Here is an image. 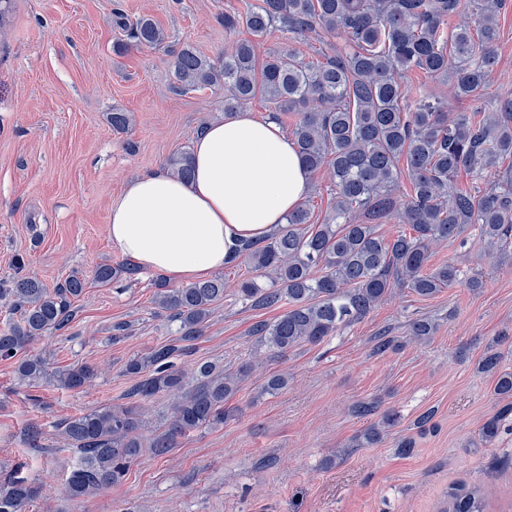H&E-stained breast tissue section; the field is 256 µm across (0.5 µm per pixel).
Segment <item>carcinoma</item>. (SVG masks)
<instances>
[{
  "label": "carcinoma",
  "instance_id": "carcinoma-1",
  "mask_svg": "<svg viewBox=\"0 0 512 512\" xmlns=\"http://www.w3.org/2000/svg\"><path fill=\"white\" fill-rule=\"evenodd\" d=\"M504 0H259L245 13H224V31L245 26L251 38L240 40L216 64L191 45L175 53L174 76L183 91L224 88V108L233 110L261 96L272 118L291 114L293 141L312 174L328 177L334 197L321 223L304 204L288 214L266 239L246 244L240 259L255 276L239 281L235 294L259 308L283 303L288 309L273 321L250 329L257 349L281 358L302 344H317L364 318L400 290L428 299L456 284L483 287L477 273L467 275L454 263L430 264L432 248L443 242H468L478 231L491 257L512 252V88L507 86L489 112L448 114L443 99L417 92L405 79L417 70L448 84L458 99L485 87L498 64L499 17ZM471 15L446 30L454 16ZM117 25L130 45L156 47L164 30L151 18L134 21L120 15ZM280 29L296 40L325 33L345 38L346 48L322 61H310L293 50L258 58L255 40ZM172 174L191 176V152L169 160ZM471 177L462 188L454 178ZM405 177L410 192L401 191ZM404 226L391 237L378 225ZM138 269L127 263L96 269V282L110 284ZM85 281L69 275L48 290L33 277L18 276L7 288L19 320L0 333V359L63 329L75 314L74 302ZM227 282L215 277L169 289L158 284L154 304L179 322L178 336L145 355L129 358L127 375L135 378L128 402L70 416L57 430L80 461L66 479L70 498L80 499L121 483L129 464L150 454L164 456L177 439L202 428L224 424V404L250 377L245 362L226 372L196 362L192 377L175 365L202 335L213 306L224 298ZM437 324L417 318L409 334L417 341L434 336ZM498 336L478 362L479 372L493 379V393L505 405L479 429L483 444L492 445L512 414V370L502 366ZM18 377L49 380L81 390L97 377L90 364L48 370L45 359L30 355L18 361ZM288 386V375L270 374L262 392L276 395ZM170 398V414L151 436L141 433V403ZM397 418L384 412L363 433L366 444L382 440ZM36 483L9 476L0 479V512H23L41 495ZM444 512H485L477 488L448 486Z\"/></svg>",
  "mask_w": 512,
  "mask_h": 512
}]
</instances>
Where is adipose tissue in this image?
Instances as JSON below:
<instances>
[{
  "label": "adipose tissue",
  "instance_id": "obj_1",
  "mask_svg": "<svg viewBox=\"0 0 512 512\" xmlns=\"http://www.w3.org/2000/svg\"><path fill=\"white\" fill-rule=\"evenodd\" d=\"M182 180L159 168L113 202L111 244L141 269L182 283L221 270L243 243L268 236L297 209L312 181L278 124L240 111L208 124Z\"/></svg>",
  "mask_w": 512,
  "mask_h": 512
}]
</instances>
